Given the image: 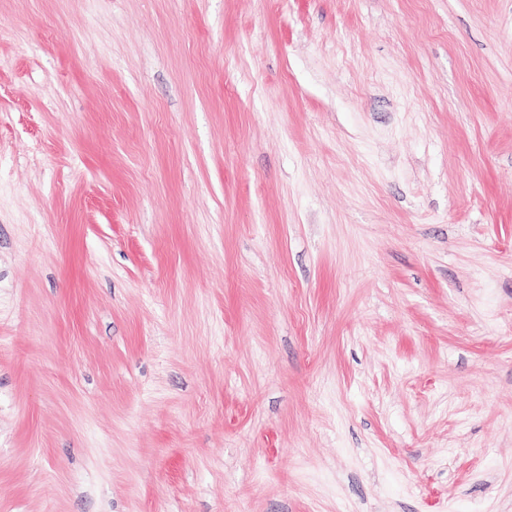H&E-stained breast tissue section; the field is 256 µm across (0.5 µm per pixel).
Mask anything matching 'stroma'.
Masks as SVG:
<instances>
[{
	"mask_svg": "<svg viewBox=\"0 0 512 512\" xmlns=\"http://www.w3.org/2000/svg\"><path fill=\"white\" fill-rule=\"evenodd\" d=\"M0 512H512V0H0Z\"/></svg>",
	"mask_w": 512,
	"mask_h": 512,
	"instance_id": "1",
	"label": "stroma"
}]
</instances>
